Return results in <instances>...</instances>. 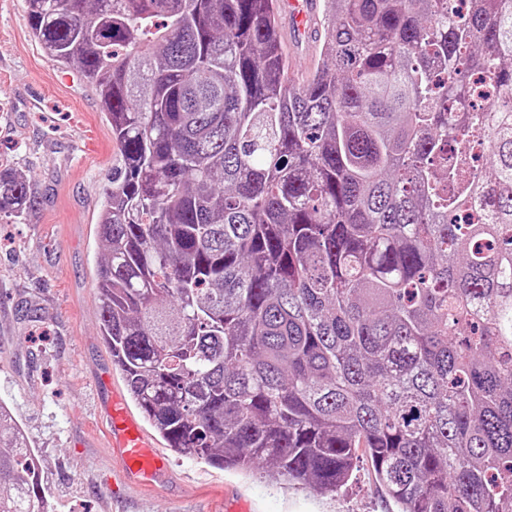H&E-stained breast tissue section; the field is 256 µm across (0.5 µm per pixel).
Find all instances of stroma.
Wrapping results in <instances>:
<instances>
[{
	"mask_svg": "<svg viewBox=\"0 0 512 512\" xmlns=\"http://www.w3.org/2000/svg\"><path fill=\"white\" fill-rule=\"evenodd\" d=\"M117 148L78 70L34 39L25 0H0V168L30 180L36 206L0 217V402L40 457L54 512H392L369 461L320 495L259 472L240 474L164 449L158 483H123L103 412L124 384L99 335L97 220Z\"/></svg>",
	"mask_w": 512,
	"mask_h": 512,
	"instance_id": "obj_1",
	"label": "stroma"
}]
</instances>
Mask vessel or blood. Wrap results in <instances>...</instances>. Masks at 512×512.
Instances as JSON below:
<instances>
[{"mask_svg": "<svg viewBox=\"0 0 512 512\" xmlns=\"http://www.w3.org/2000/svg\"><path fill=\"white\" fill-rule=\"evenodd\" d=\"M288 11V34L296 49L317 51L321 44L320 0H284ZM109 446L121 463L120 478L131 485H147L165 471L155 450V440L126 408L120 396H113L108 408Z\"/></svg>", "mask_w": 512, "mask_h": 512, "instance_id": "obj_1", "label": "vessel or blood"}]
</instances>
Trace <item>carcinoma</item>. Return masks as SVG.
Instances as JSON below:
<instances>
[{
  "instance_id": "obj_1",
  "label": "carcinoma",
  "mask_w": 512,
  "mask_h": 512,
  "mask_svg": "<svg viewBox=\"0 0 512 512\" xmlns=\"http://www.w3.org/2000/svg\"><path fill=\"white\" fill-rule=\"evenodd\" d=\"M26 4L112 124L100 333L165 445L320 494L365 457L396 512H512V102L468 94L512 90V0H324L298 84L277 0ZM34 204L1 169L0 214ZM51 510L0 402V512Z\"/></svg>"
}]
</instances>
